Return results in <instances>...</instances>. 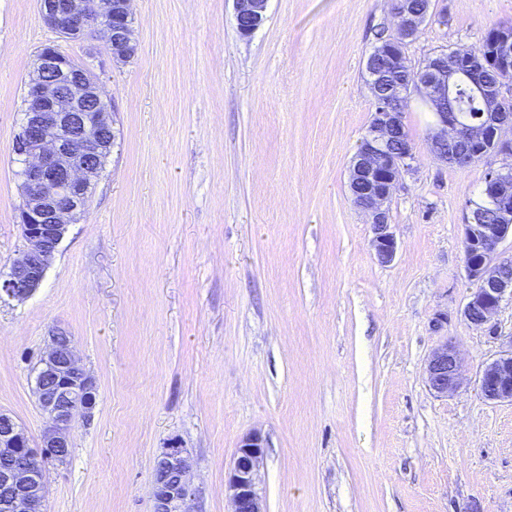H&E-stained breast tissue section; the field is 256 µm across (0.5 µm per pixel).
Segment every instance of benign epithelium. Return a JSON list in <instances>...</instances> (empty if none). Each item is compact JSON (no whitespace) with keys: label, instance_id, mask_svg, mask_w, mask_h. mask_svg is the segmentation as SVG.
Instances as JSON below:
<instances>
[{"label":"benign epithelium","instance_id":"1","mask_svg":"<svg viewBox=\"0 0 512 512\" xmlns=\"http://www.w3.org/2000/svg\"><path fill=\"white\" fill-rule=\"evenodd\" d=\"M131 0H39L43 21L69 39L102 32L112 60L124 62L133 54ZM268 0H234L239 33L253 34L266 20ZM393 15L399 38L370 57L383 58L377 69L366 63L375 92L372 120L355 152L349 189L355 206L370 219L372 246L382 264L393 261L397 241L389 224L387 204L403 169L413 160L412 144L403 114L416 93L434 109L428 137L434 154L450 164L466 166L490 153L512 158V36L493 32L495 52L487 57L477 49H456L429 56L416 80L408 77L387 91L381 85L402 71L404 41L416 37L427 16L413 0H394ZM465 69L484 91L488 111L477 122L463 123L447 103L456 71ZM25 121L13 142L23 160L21 204L17 224L27 250L12 261L0 282V296L22 301L42 284L47 269L69 228L86 212L92 186L103 168L104 154L114 142L112 109L92 67L75 66L54 47L43 48L27 83ZM482 197L493 202L497 222L477 223L475 208L464 217V266L476 283L463 314L474 325L493 327L505 295L512 296V259L499 257L502 241L512 236V163L492 168L484 176ZM35 394L47 417L42 449L31 454L23 471L0 469V484L15 488L6 512H42L45 480L41 457L70 447L77 417H89L96 405L97 386L77 357L73 337L60 328L50 331V343L39 359ZM462 359L448 342L438 345L426 360L431 390L445 395L461 383ZM483 399L512 404V350L487 363L479 379ZM28 440L21 425L0 413V453L22 454ZM264 454L260 433L245 435L237 448L224 491L230 512H264L257 476ZM156 463L172 475L152 482L153 512H190L192 497L189 462L183 448L168 447Z\"/></svg>","mask_w":512,"mask_h":512}]
</instances>
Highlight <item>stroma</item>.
I'll use <instances>...</instances> for the list:
<instances>
[{
  "label": "stroma",
  "instance_id": "1",
  "mask_svg": "<svg viewBox=\"0 0 512 512\" xmlns=\"http://www.w3.org/2000/svg\"><path fill=\"white\" fill-rule=\"evenodd\" d=\"M135 56L72 40L38 0H0V277L27 249L12 144L40 49L92 62L116 139L85 216L35 294L0 301V412L41 445L37 365L52 328L97 385L71 456L47 464L44 512H152L162 448L187 450L191 512H228L224 481L263 437L265 512H512V405L479 394L512 350L463 309V217L493 156L434 155L419 97L414 158L388 204L398 249L380 264L349 168L375 110L365 64L390 0H268L251 36L232 0H132ZM512 26V0H433L412 67ZM456 346L463 384L438 395L425 361Z\"/></svg>",
  "mask_w": 512,
  "mask_h": 512
}]
</instances>
